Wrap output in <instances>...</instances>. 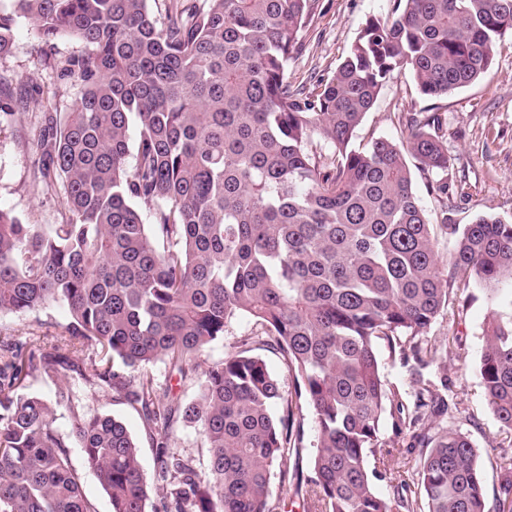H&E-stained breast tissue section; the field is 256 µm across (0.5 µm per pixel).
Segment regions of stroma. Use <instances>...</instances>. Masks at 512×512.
Wrapping results in <instances>:
<instances>
[{"mask_svg": "<svg viewBox=\"0 0 512 512\" xmlns=\"http://www.w3.org/2000/svg\"><path fill=\"white\" fill-rule=\"evenodd\" d=\"M313 4L300 46L288 63V79L296 86L332 74L367 19H386L394 7L393 0H313ZM85 49L71 37L43 45L31 26L23 23L15 30L10 52L0 56V93L14 99L10 108L0 110V206L12 210L22 223L63 224L69 218L61 186H47L39 173L38 139L44 113L65 115L79 97L80 83L64 76L62 67ZM422 112L438 113L442 120L441 133L452 159L453 224L470 223L479 214L512 215V37L499 43L485 78L442 99L421 97L409 73L394 74L358 135L400 139L408 120ZM494 310L512 314V294L493 296L476 284L457 281L447 308L427 333L447 350L446 358L419 372L414 364H403L391 355L387 346L378 348L384 380L399 392L405 407L414 405L416 374L435 382L447 379L451 402L447 419L426 415L416 429L433 433L446 425L466 434L479 451L490 497L496 494L504 466L512 463V431L504 430L491 412L478 373L484 329ZM67 322L66 306L54 303L34 312L0 315V336L24 344L35 338L50 343L64 335ZM91 353L88 347L73 353L75 368L67 374L68 385L86 413L108 414L124 423L140 446L146 474H153L152 433L141 413L84 383L81 374L89 367Z\"/></svg>", "mask_w": 512, "mask_h": 512, "instance_id": "1", "label": "stroma"}]
</instances>
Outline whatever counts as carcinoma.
<instances>
[{
  "label": "carcinoma",
  "mask_w": 512,
  "mask_h": 512,
  "mask_svg": "<svg viewBox=\"0 0 512 512\" xmlns=\"http://www.w3.org/2000/svg\"><path fill=\"white\" fill-rule=\"evenodd\" d=\"M10 2L0 55L22 20L45 44L69 36L90 50L64 68L82 86L73 111L45 115L41 130L40 174L63 180L69 220L23 224L0 207V314L52 303L69 314L48 350L0 336V512H96L71 463L74 443L112 512H277L271 480L299 456L303 402L315 431L306 512H512V471L488 502L478 449L444 427L411 435L416 482L399 480L387 496L375 489L404 457L380 434L384 416L401 434L423 412L449 409L443 379L421 383L405 410L378 346L435 361L425 335L451 281L496 290L512 273V216L454 229L442 260L409 165L428 174L447 224L451 158L439 117L412 121L399 140L358 136L396 71L427 99L484 78L512 35V0H395L393 16L368 20L308 93L288 82V61L311 0H172L164 27L150 0ZM243 319L260 334L208 367L197 401L159 392L151 366L192 379L193 361ZM78 344L93 347L85 382L139 409L157 433L153 479L123 423L75 404L63 379ZM254 344L285 357L290 397ZM478 371L493 415L512 430V317L491 313ZM37 378L57 385L68 430L27 392ZM180 423L203 437L204 462L173 448Z\"/></svg>",
  "instance_id": "1"
}]
</instances>
